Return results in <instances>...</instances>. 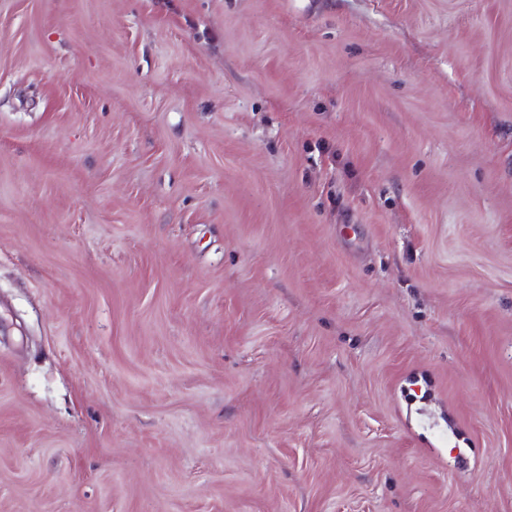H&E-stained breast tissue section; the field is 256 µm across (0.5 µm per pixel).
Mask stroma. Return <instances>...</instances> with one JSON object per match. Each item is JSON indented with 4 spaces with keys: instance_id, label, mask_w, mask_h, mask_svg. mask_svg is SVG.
I'll return each mask as SVG.
<instances>
[{
    "instance_id": "35a3bbf8",
    "label": "stroma",
    "mask_w": 512,
    "mask_h": 512,
    "mask_svg": "<svg viewBox=\"0 0 512 512\" xmlns=\"http://www.w3.org/2000/svg\"><path fill=\"white\" fill-rule=\"evenodd\" d=\"M0 512H512V0H0Z\"/></svg>"
}]
</instances>
